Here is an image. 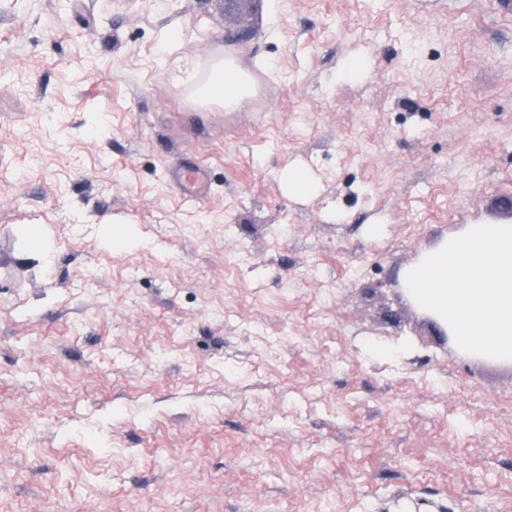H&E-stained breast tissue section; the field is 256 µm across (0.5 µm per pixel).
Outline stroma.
<instances>
[{
	"label": "stroma",
	"instance_id": "stroma-1",
	"mask_svg": "<svg viewBox=\"0 0 512 512\" xmlns=\"http://www.w3.org/2000/svg\"><path fill=\"white\" fill-rule=\"evenodd\" d=\"M511 199L512 0H0V512H512L400 282ZM205 98L213 103L229 104L233 107L244 108L248 104L249 95L247 84L235 69L220 62L216 65L215 73L210 79L205 91Z\"/></svg>",
	"mask_w": 512,
	"mask_h": 512
}]
</instances>
